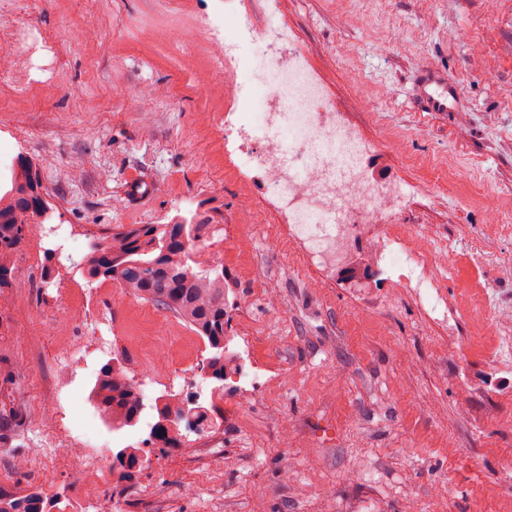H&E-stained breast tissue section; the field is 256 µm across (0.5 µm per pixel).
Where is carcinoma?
<instances>
[{
    "instance_id": "carcinoma-1",
    "label": "carcinoma",
    "mask_w": 512,
    "mask_h": 512,
    "mask_svg": "<svg viewBox=\"0 0 512 512\" xmlns=\"http://www.w3.org/2000/svg\"><path fill=\"white\" fill-rule=\"evenodd\" d=\"M6 190L0 192V292L16 287L4 255L25 239L27 226L43 224L50 216L43 175L36 162L14 159L5 171ZM167 224H121L112 235L88 245L79 269L88 281L110 280L134 296L171 311L206 340L211 356L206 378L215 381L212 391L224 396V267L206 265L189 256L184 239H198L205 224L185 219ZM89 401L112 431H131L140 424L146 408L140 384L128 377L119 361L103 365L91 383ZM151 409L153 441L166 448L181 443L180 426L189 431L216 428L217 411L200 403L192 407L174 397H157ZM0 512H46L42 497L0 496Z\"/></svg>"
}]
</instances>
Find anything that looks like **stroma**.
I'll return each instance as SVG.
<instances>
[{
  "label": "stroma",
  "mask_w": 512,
  "mask_h": 512,
  "mask_svg": "<svg viewBox=\"0 0 512 512\" xmlns=\"http://www.w3.org/2000/svg\"><path fill=\"white\" fill-rule=\"evenodd\" d=\"M255 25L286 27L342 121L371 147V173L403 192L396 223L426 224L460 263L442 271L447 312L389 282L359 285L320 268L256 172L224 141L234 78L212 48L222 0H0L3 34L38 40L0 71V167L24 155L43 170L50 221L5 261L26 288L0 302V495L40 492L50 512H512V363L478 346L512 336V233L487 228L485 192L512 206V0H241ZM369 14L362 28L355 10ZM461 90L428 112L425 68ZM152 185L136 198L132 180ZM211 220L205 260L224 267L226 335L247 338L263 380L224 384V422L124 472L104 456L90 494L77 463L44 471L38 422L60 437L69 405L56 360L87 323L112 347L79 369L88 390L120 357L152 396L210 402L206 341L169 311L68 258L119 224ZM50 279H43L44 266ZM190 355L184 379L160 372Z\"/></svg>",
  "instance_id": "stroma-1"
}]
</instances>
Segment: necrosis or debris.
<instances>
[{"mask_svg": "<svg viewBox=\"0 0 512 512\" xmlns=\"http://www.w3.org/2000/svg\"><path fill=\"white\" fill-rule=\"evenodd\" d=\"M224 38L246 48L264 45L276 67L281 93L273 96L252 82L248 55L228 61L244 97L241 109L224 115V139L234 143L241 166L260 163L259 178L278 190L283 213L300 214L294 236L322 265L346 266L361 254L370 266L383 261L398 269L395 287H436L457 252L433 249L424 228L385 223L396 184L358 171L356 131L337 120L334 103L287 30L253 29L236 0H224Z\"/></svg>", "mask_w": 512, "mask_h": 512, "instance_id": "necrosis-or-debris-1", "label": "necrosis or debris"}]
</instances>
